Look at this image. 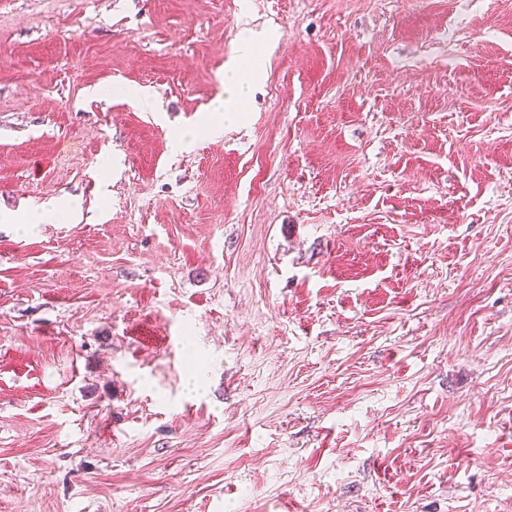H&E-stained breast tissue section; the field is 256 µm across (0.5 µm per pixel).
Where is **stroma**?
<instances>
[{
	"label": "stroma",
	"instance_id": "obj_1",
	"mask_svg": "<svg viewBox=\"0 0 512 512\" xmlns=\"http://www.w3.org/2000/svg\"><path fill=\"white\" fill-rule=\"evenodd\" d=\"M0 512H512V0H0ZM254 47L249 37H243L236 48V56L232 64L225 71L224 94L218 95L211 108L204 117V123L210 125L213 133H218L223 127L224 119L237 121L241 117L242 102L245 98V89L249 87L251 74L242 70V64L253 55ZM211 115L214 119L211 121Z\"/></svg>",
	"mask_w": 512,
	"mask_h": 512
}]
</instances>
